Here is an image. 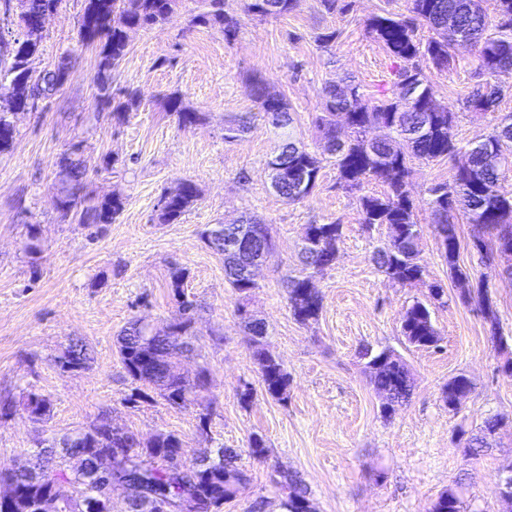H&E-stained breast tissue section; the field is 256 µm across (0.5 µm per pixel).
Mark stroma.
<instances>
[{"label":"stroma","instance_id":"obj_1","mask_svg":"<svg viewBox=\"0 0 512 512\" xmlns=\"http://www.w3.org/2000/svg\"><path fill=\"white\" fill-rule=\"evenodd\" d=\"M410 0H339L327 11L321 0H300L284 16L245 15L244 0H224L240 17L236 37L195 26V0H180L168 21L129 33L127 53L112 73L116 88L139 90L138 106L118 113L100 104L93 83L98 44L79 45L82 0H63L44 24L43 48L31 60L34 72L51 68L73 51L68 76L40 114L22 112L12 149L0 155V402H22L28 392L50 403L45 421L24 410L0 418V469L36 460L47 440L76 432L109 415L114 425L142 439L172 433L182 442V460L213 455L218 446L239 449L249 482L224 512H247L263 498L279 512L277 472L298 474L311 490L314 512H429L439 494L460 486L463 512H512L499 494L512 472V377L500 369L505 356L494 334L512 336V255L481 256L472 246L474 227L457 215L459 264L472 287L487 286L496 310L489 321L478 299L462 302L441 255L432 225L428 187L449 180L453 164L413 161L412 200L421 228L419 262L426 285L388 281L373 255L388 239L387 226L365 230L361 196L381 194L367 182L345 190L331 158H323L313 194L289 203L270 187L267 163L284 132L316 150L313 119L325 84L355 80L366 96L390 86L395 64L366 31L373 16L408 15ZM475 51L457 47L447 70L428 69L436 97L455 112L451 135L467 144L487 135L495 116L512 114V73L498 77L503 90L496 113L476 112L466 98L477 83ZM261 80L291 105L288 130L255 120L242 140H224L230 115L254 112L251 84ZM201 112L197 125L181 128L169 96ZM82 142L88 191L102 198L121 192L125 209L111 224L83 226L61 221L55 208L57 163L73 142ZM193 181L200 199L175 224L155 219L162 193ZM253 216L267 224L274 247L257 274L247 304L224 276V258L201 237L205 225ZM342 226L336 260L317 274L323 298L318 320L297 322L286 300V281L302 270L300 251L310 224ZM42 245L26 253L28 225ZM186 269L185 289L195 304L192 355L177 371L204 375L201 403L184 409L161 399L130 404L138 389L118 357V336L130 321L165 331L176 305L169 287L172 267ZM444 289L432 305L440 342L409 345L402 332L405 311L425 299L427 284ZM267 325L265 342L290 376L285 399L267 395L238 313ZM92 351L88 365L63 371L58 363L73 341ZM390 349L408 365L412 395L391 418L368 382L362 346ZM465 374L473 384L458 412H450L442 389ZM253 397L242 402L240 392ZM209 405L207 433L198 429L201 405ZM490 416L502 427L483 455L466 460L456 448L461 431H475ZM268 456L248 454L253 436Z\"/></svg>","mask_w":512,"mask_h":512}]
</instances>
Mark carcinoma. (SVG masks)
<instances>
[{"mask_svg": "<svg viewBox=\"0 0 512 512\" xmlns=\"http://www.w3.org/2000/svg\"><path fill=\"white\" fill-rule=\"evenodd\" d=\"M12 0H0V41L14 40L8 57L0 56V81L13 82V93L7 105L0 106V154L12 147L17 128L12 116L17 111L39 113L47 107L63 85L71 56L64 54L51 68L34 74L28 67L32 57L42 47V19L53 13L63 0H24L21 7L11 10ZM179 0H84L79 29V42L99 43L95 83L99 100L112 101V71L126 55L128 32L149 30L164 24L174 12ZM201 12L192 22L217 26L224 37L235 36L237 18L224 12V0H198ZM300 0H245L244 11L253 17L267 18L285 15L299 6ZM412 16L407 19L391 14L376 15L368 20V32L382 44L387 53L398 61L391 88L380 96L368 99L361 85L353 80L329 83L322 89L321 109L313 125L322 152L335 158L338 177L343 187L358 189L366 180H377L386 187L380 197L360 199L363 226L389 227V240L375 253L373 260L388 280L401 285L425 284V270L418 261L420 227L414 215L411 198L410 159L434 161L448 158L454 161L451 180L428 188L434 229L440 240L448 270L457 283L460 298L468 300L470 289L465 287L467 275L458 264L460 240L453 222L454 212L463 211L479 236L473 246L489 252L502 246L512 247V198L498 193L497 183L501 162L506 153L512 154V115L503 117L484 138L461 146L455 142L451 129L455 113L436 98L421 63L437 70L450 66L451 49L467 43L477 49L476 72L484 77L468 97V105L480 104L486 112H496L502 90L492 79L512 71V0H494L495 15L482 7L483 0H410ZM422 25L432 33L426 40L415 34ZM252 96L263 116L277 126L288 124V103L268 90L265 84H252ZM170 111L179 126L187 127L202 120L201 113L185 107L177 96L169 98ZM253 116L241 113L230 116L224 125V141L236 142L250 130ZM379 130L375 140L367 138L370 129ZM403 139L410 145V154L395 146ZM280 156L286 165L274 191L289 202L309 197L317 186L320 161L306 145L286 141ZM298 166L307 175V184L299 188L290 174ZM61 188L56 196V208L65 219L87 226L111 224L124 209V197L114 192L101 199L87 192V168L82 156V143L72 145L58 161ZM199 197L195 183L185 181L161 196L163 206L157 210L160 224H173L188 212ZM255 222L238 220L225 224H208L203 238L221 247L224 231L235 226L251 228ZM315 239L303 243L301 257L306 268L321 272L330 267L328 254L336 252L342 235V225L311 224ZM228 282L246 301L257 288L226 272ZM171 288L178 309L169 332L147 336L138 320L129 324L119 338V355L127 374L135 381L154 386L159 396L175 408H184L197 401L204 381H191L174 370L173 359L193 350L194 302L184 291L186 272L176 268L171 272ZM287 300L294 318L306 323L319 317L322 298L310 287V276L293 277L287 283ZM252 336L253 358L258 365L261 382L268 395L284 398L290 377L280 361L265 347L262 322L246 321ZM402 333L408 343L417 347H436L440 336L432 321L427 303L414 302L405 312ZM91 350L84 344H74L60 358L61 369L85 367ZM369 384L376 392L388 391L391 400L383 406L386 416L395 412L410 398L414 379L407 364L397 357L390 370L369 369ZM471 380L460 373L448 380L443 390L448 410L454 406L456 391L468 395ZM28 416L40 421L49 413L46 399L29 394L23 402ZM500 429L499 420L488 418L479 431L465 436L462 453L475 459L489 447V439ZM102 448L118 449L129 469L118 477L107 478L99 472L97 456ZM182 451L179 438L160 433L144 441L134 432L112 425L106 416L99 417L87 430L63 436V447L48 442L41 448V464L36 469L0 470V486L14 485L23 497L36 505L48 496L57 503L56 512H110L107 498L100 491L107 483L113 487L131 489L127 496V512H148L147 499L171 501L180 508L194 503L191 512H222L225 503L234 500L248 482V476L237 465L234 448L219 447L209 464L187 466V471L169 469V459ZM284 496L281 512H313L305 508L310 503L308 488L293 475L280 480ZM430 512H461L459 491L449 488L442 492Z\"/></svg>", "mask_w": 512, "mask_h": 512, "instance_id": "obj_1", "label": "carcinoma"}]
</instances>
